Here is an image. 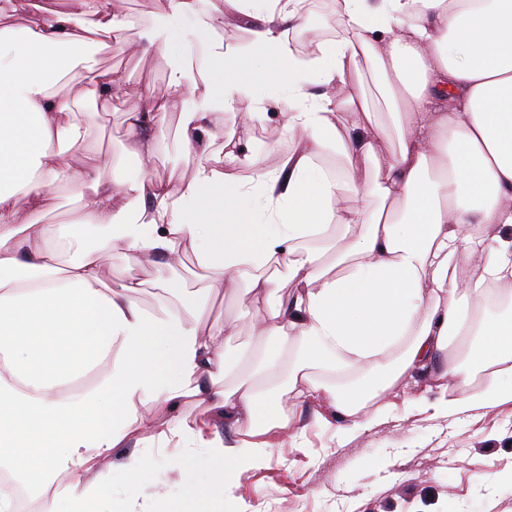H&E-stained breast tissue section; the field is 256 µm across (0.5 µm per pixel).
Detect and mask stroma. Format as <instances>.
<instances>
[{
  "instance_id": "1",
  "label": "stroma",
  "mask_w": 512,
  "mask_h": 512,
  "mask_svg": "<svg viewBox=\"0 0 512 512\" xmlns=\"http://www.w3.org/2000/svg\"><path fill=\"white\" fill-rule=\"evenodd\" d=\"M125 7L133 23L128 44L113 45L96 56L100 67L119 70L125 83L109 108L82 102L80 110L92 127L87 147L104 157V178L139 179L136 159L124 151L129 134L126 115L138 110L145 96L166 95L173 70L185 68L194 86L167 113L165 137L150 174L175 183L190 179L195 159L182 148L183 121L218 74L213 62L195 65L192 50L214 43L246 50L253 20L237 12L212 20L210 0H194L192 12L169 32L166 0H126ZM165 37L171 50L164 55L155 45ZM265 107L266 115L247 129L234 113L222 114L208 141L216 168L233 169L246 181L256 167H274L287 153L282 106L269 100ZM231 137L242 140L245 153L232 164L224 158V142ZM128 276L142 281L138 300L147 309L170 300L171 289H182L184 297L191 298L208 283L194 257L164 276L157 258L116 252L105 278L113 283ZM254 315L253 298L242 291L225 296L206 315L208 321H225L236 329L224 346L223 384L260 385L284 398V409L301 430L308 451L294 452L288 439H278L268 467L239 476L234 488L239 507L261 502L267 512H512V492L498 489L494 481L495 472L512 466L511 402L451 415L446 410L447 391L422 375L384 394L390 408L379 424L338 439L333 430L314 425L311 407L286 399L287 374L270 377L258 369L257 361L269 345L255 336ZM151 458L154 485L149 493L157 512L175 506L188 512L191 499L184 474L190 471V462L174 447L152 452Z\"/></svg>"
}]
</instances>
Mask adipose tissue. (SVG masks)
<instances>
[{
  "label": "adipose tissue",
  "mask_w": 512,
  "mask_h": 512,
  "mask_svg": "<svg viewBox=\"0 0 512 512\" xmlns=\"http://www.w3.org/2000/svg\"><path fill=\"white\" fill-rule=\"evenodd\" d=\"M303 2L212 3L220 18L252 14L251 48L277 68L245 81L233 67L246 55L213 51L222 70L209 99L250 123L264 112L256 86L288 87L293 147L248 184L212 166L208 108L185 117L190 180L103 178L77 105L110 104L123 86L88 63L128 29L123 0H60L31 21L27 0H10L0 13V467L42 497L41 512H152L138 505L152 481L143 451L172 445L195 462L200 512H224L276 438L304 452L278 398L215 383L234 331L202 316L243 287L257 336L275 346L263 370H287L289 393L317 421L338 419V433L373 427L380 393L418 374L447 388L454 414L512 400V309L481 311L494 285L512 306V238L485 248L490 229L512 226V0H342L347 36L306 57L292 46L310 32ZM365 61L382 105L365 91ZM190 82L173 71L166 97L129 113L128 155L153 160ZM59 185L76 190L78 215L53 229L39 215ZM335 224L349 239L336 270L323 247ZM118 250L170 268L191 254L212 276L179 308L151 312L141 281L105 280ZM352 371L346 388L317 379Z\"/></svg>",
  "instance_id": "1"
}]
</instances>
